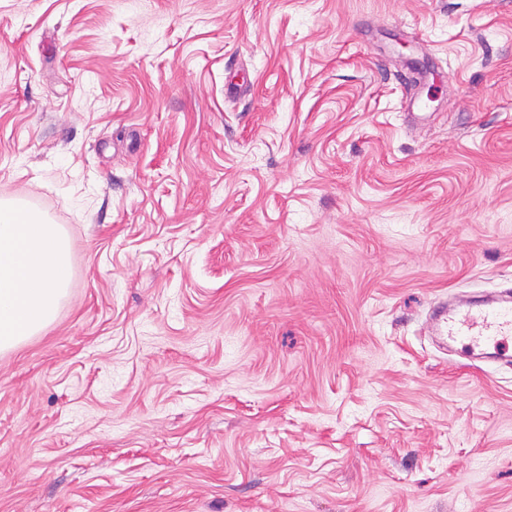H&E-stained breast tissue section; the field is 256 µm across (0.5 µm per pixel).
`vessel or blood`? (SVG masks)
I'll return each mask as SVG.
<instances>
[{
    "label": "vessel or blood",
    "instance_id": "b4317fda",
    "mask_svg": "<svg viewBox=\"0 0 512 512\" xmlns=\"http://www.w3.org/2000/svg\"><path fill=\"white\" fill-rule=\"evenodd\" d=\"M435 332L446 344L477 349L496 345L495 359H506L501 348L504 337L512 335V295L476 301L465 296L441 304L431 318Z\"/></svg>",
    "mask_w": 512,
    "mask_h": 512
}]
</instances>
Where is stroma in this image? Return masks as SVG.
<instances>
[{
	"mask_svg": "<svg viewBox=\"0 0 512 512\" xmlns=\"http://www.w3.org/2000/svg\"><path fill=\"white\" fill-rule=\"evenodd\" d=\"M1 197L71 274L0 512H512V365L427 324L512 291V0H0Z\"/></svg>",
	"mask_w": 512,
	"mask_h": 512,
	"instance_id": "1",
	"label": "stroma"
}]
</instances>
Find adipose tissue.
<instances>
[{"instance_id":"adipose-tissue-1","label":"adipose tissue","mask_w":512,"mask_h":512,"mask_svg":"<svg viewBox=\"0 0 512 512\" xmlns=\"http://www.w3.org/2000/svg\"><path fill=\"white\" fill-rule=\"evenodd\" d=\"M68 279V244L59 226L0 199V353L53 321Z\"/></svg>"}]
</instances>
